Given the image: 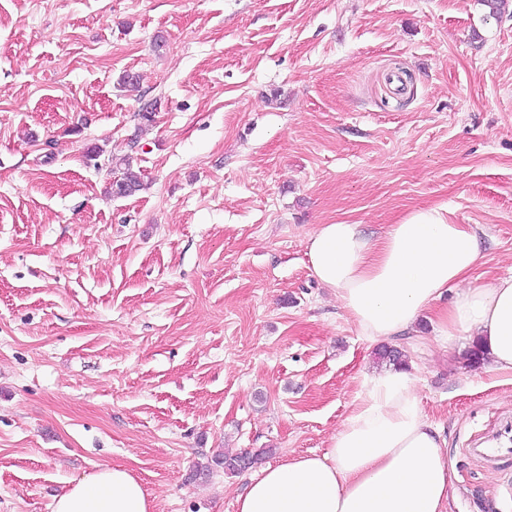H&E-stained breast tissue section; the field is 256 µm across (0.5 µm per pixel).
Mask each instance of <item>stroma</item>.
Returning <instances> with one entry per match:
<instances>
[{
    "mask_svg": "<svg viewBox=\"0 0 512 512\" xmlns=\"http://www.w3.org/2000/svg\"><path fill=\"white\" fill-rule=\"evenodd\" d=\"M432 205L473 278L512 275V18L482 0H0V512L107 463L158 512H237L259 468L197 465L324 454L382 364L307 238ZM396 346L448 512H512V456L472 453L512 375L426 319ZM267 454V449H262L257 453L241 452L235 455L216 454L211 458V462L217 466L223 465L225 472L237 473L250 463L249 460L251 461L250 467H252L253 465L257 464L258 461L262 460L263 456ZM243 461L245 463L244 465H242Z\"/></svg>",
    "mask_w": 512,
    "mask_h": 512,
    "instance_id": "1",
    "label": "stroma"
}]
</instances>
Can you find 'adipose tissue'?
Returning <instances> with one entry per match:
<instances>
[{"instance_id":"1","label":"adipose tissue","mask_w":512,"mask_h":512,"mask_svg":"<svg viewBox=\"0 0 512 512\" xmlns=\"http://www.w3.org/2000/svg\"><path fill=\"white\" fill-rule=\"evenodd\" d=\"M307 256L312 276L372 342L413 332L420 319L442 339L474 338L486 370L512 374V276L475 283L476 231L444 205L419 208L375 237L361 225L321 224ZM406 368L363 383L362 395L323 455L267 466L237 499L238 512H446L451 476L445 441L422 410ZM52 512H156L122 464L70 479Z\"/></svg>"}]
</instances>
